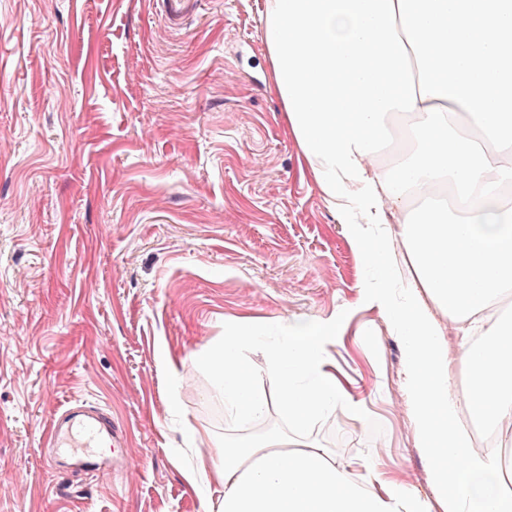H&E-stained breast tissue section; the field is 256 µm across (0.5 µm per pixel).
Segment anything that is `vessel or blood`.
<instances>
[{"label": "vessel or blood", "instance_id": "b4317fda", "mask_svg": "<svg viewBox=\"0 0 512 512\" xmlns=\"http://www.w3.org/2000/svg\"><path fill=\"white\" fill-rule=\"evenodd\" d=\"M106 437L116 443L121 440L111 414L89 403H76L51 421L45 442L50 448L71 449L68 470L108 476L112 473L113 462L91 452L92 447Z\"/></svg>", "mask_w": 512, "mask_h": 512}]
</instances>
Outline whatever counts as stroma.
I'll use <instances>...</instances> for the list:
<instances>
[{
  "label": "stroma",
  "instance_id": "obj_1",
  "mask_svg": "<svg viewBox=\"0 0 512 512\" xmlns=\"http://www.w3.org/2000/svg\"><path fill=\"white\" fill-rule=\"evenodd\" d=\"M267 0H0V512H198L188 427L258 429L178 391L191 356L248 319L349 318L337 378L364 416L302 441L367 459L432 497L402 388L399 335L274 88ZM111 413L135 455L102 480L49 469L68 404ZM67 483L68 494L58 486Z\"/></svg>",
  "mask_w": 512,
  "mask_h": 512
}]
</instances>
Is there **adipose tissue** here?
<instances>
[{
	"label": "adipose tissue",
	"mask_w": 512,
	"mask_h": 512,
	"mask_svg": "<svg viewBox=\"0 0 512 512\" xmlns=\"http://www.w3.org/2000/svg\"><path fill=\"white\" fill-rule=\"evenodd\" d=\"M265 40L291 133L363 262L390 271L397 246L411 261L403 298L368 288L359 303L404 341L403 390L436 497L448 512H512V463L476 449L459 417L467 405L512 441V319L497 311L512 296V0H268ZM345 324L342 312L291 316L271 342L239 320L198 364L236 419L276 404L299 433L362 412L331 356ZM187 478L222 489L199 512H432L376 464L275 431L198 454Z\"/></svg>",
	"instance_id": "adipose-tissue-1"
}]
</instances>
